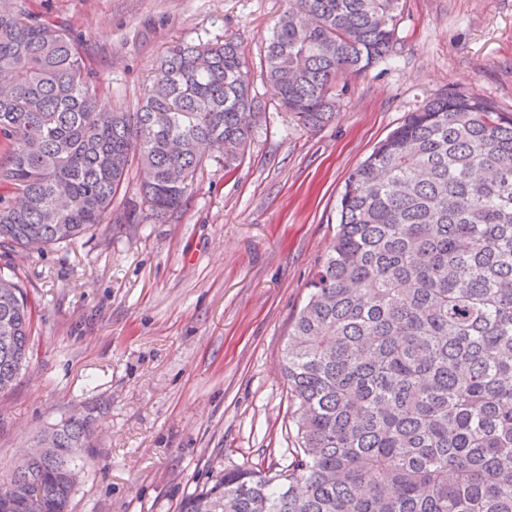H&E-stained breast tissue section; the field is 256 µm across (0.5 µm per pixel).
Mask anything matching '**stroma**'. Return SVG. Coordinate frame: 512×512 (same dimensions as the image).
<instances>
[{
  "label": "stroma",
  "instance_id": "1",
  "mask_svg": "<svg viewBox=\"0 0 512 512\" xmlns=\"http://www.w3.org/2000/svg\"><path fill=\"white\" fill-rule=\"evenodd\" d=\"M131 110L172 43L236 38L263 104L231 173L208 161L166 222L0 248L32 311L31 360L0 392V476L47 427L91 415L70 512H179L209 472L281 470L296 446L282 356L339 223L351 169L426 100L475 92L512 113V0H402L392 56L337 85L308 129L262 74L286 0H22Z\"/></svg>",
  "mask_w": 512,
  "mask_h": 512
}]
</instances>
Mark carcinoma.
<instances>
[{
    "label": "carcinoma",
    "instance_id": "cac0c4a2",
    "mask_svg": "<svg viewBox=\"0 0 512 512\" xmlns=\"http://www.w3.org/2000/svg\"><path fill=\"white\" fill-rule=\"evenodd\" d=\"M400 0H287L265 77L309 128L336 81L392 52ZM132 111L97 93L76 41L0 0V246L41 249L104 223L132 166L140 204L182 208L218 148L243 161L260 118L234 39L171 45ZM338 229L284 348L293 460L220 470L180 512H512V117L482 96L427 100L347 176ZM0 390L31 312L0 276ZM90 417H70L6 478L10 512H70Z\"/></svg>",
    "mask_w": 512,
    "mask_h": 512
}]
</instances>
